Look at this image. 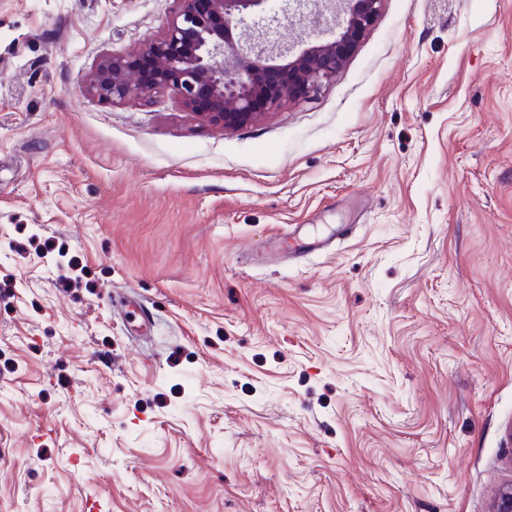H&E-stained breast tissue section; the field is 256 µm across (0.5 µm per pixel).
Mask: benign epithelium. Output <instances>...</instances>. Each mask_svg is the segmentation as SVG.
<instances>
[{"label": "benign epithelium", "instance_id": "7a95c632", "mask_svg": "<svg viewBox=\"0 0 512 512\" xmlns=\"http://www.w3.org/2000/svg\"><path fill=\"white\" fill-rule=\"evenodd\" d=\"M162 34L126 56L105 57L87 88L114 103L170 90L208 122L234 129L317 94L378 18L383 0H341L343 23L332 39L309 45L284 64L274 50L238 31L241 17L267 0H179ZM490 512H512V484L498 489Z\"/></svg>", "mask_w": 512, "mask_h": 512}]
</instances>
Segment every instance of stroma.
<instances>
[{"instance_id":"35a3bbf8","label":"stroma","mask_w":512,"mask_h":512,"mask_svg":"<svg viewBox=\"0 0 512 512\" xmlns=\"http://www.w3.org/2000/svg\"><path fill=\"white\" fill-rule=\"evenodd\" d=\"M179 7L0 0V512H488L512 0H383L334 81L234 130L86 91ZM309 9L239 28L295 54ZM302 224L326 250L265 261Z\"/></svg>"}]
</instances>
